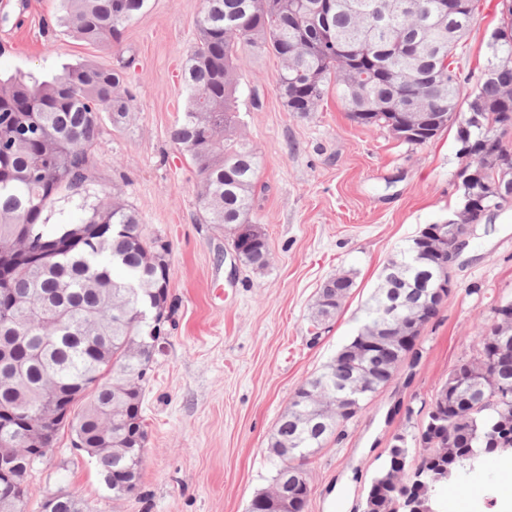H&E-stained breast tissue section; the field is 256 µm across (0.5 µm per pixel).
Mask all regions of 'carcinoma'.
<instances>
[{
    "label": "carcinoma",
    "instance_id": "carcinoma-1",
    "mask_svg": "<svg viewBox=\"0 0 512 512\" xmlns=\"http://www.w3.org/2000/svg\"><path fill=\"white\" fill-rule=\"evenodd\" d=\"M331 7H323L324 2ZM61 24L76 38L99 47L120 41L126 25L146 0H61ZM381 0H203L197 40L184 55L182 79L187 104L170 132L200 177L201 220L214 224L237 245L239 231L254 225V196L260 162L240 139L239 48L274 53L281 61L276 85L290 112H314L330 84L352 119L368 127H387L399 112H435L439 122L408 145H421L455 123L454 111L467 113L475 95L483 125L469 126L470 151L465 166L482 167L489 183H512V147L504 142L512 130V100L501 79L461 90L455 55L471 23L458 2L454 27L438 22L433 0H397L391 18L375 14ZM503 39L492 53L512 56V9L500 11L496 27ZM356 51L358 71L348 69L336 52V41ZM124 64L106 68L93 62L66 66L49 79L14 75L0 79V346L25 337L16 351L13 380L0 384V460L17 456L24 439V415L54 395L71 404L73 418L50 424L39 435L51 452L61 429L87 448H108L92 456L112 495L135 491L142 469L135 453L125 449L132 426L147 437L143 404L149 376L144 358L131 346L148 335L139 314L160 303L165 321H173L168 301L170 263L162 261L159 242L143 231L139 215L118 192L92 204L84 215L65 224L48 223L64 192L82 195L92 179L93 151L103 117L124 124L132 96L123 84ZM251 256L270 258L266 233L257 229L248 243ZM435 263L423 259L401 273L399 287L410 291L433 274ZM388 296L376 290L364 307L363 325L398 323L384 310ZM486 329L475 353L461 360L432 400L435 426L426 432L400 433L404 442L386 448L385 460L401 457L406 470L392 483L380 472L366 499L373 512H393L402 497L418 493L415 468L444 470L473 451L492 454L496 423L512 417V379L497 380L494 336ZM349 365L331 359L305 378L277 422L269 447L322 448L336 429L357 415L330 417L320 438L299 419L302 388L313 384L333 402ZM420 449L414 454L413 449ZM32 473L11 474L16 495L26 499ZM272 487L307 506L300 487L272 479Z\"/></svg>",
    "mask_w": 512,
    "mask_h": 512
}]
</instances>
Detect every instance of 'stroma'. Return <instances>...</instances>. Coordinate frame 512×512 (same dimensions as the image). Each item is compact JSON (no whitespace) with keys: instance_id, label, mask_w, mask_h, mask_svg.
Returning a JSON list of instances; mask_svg holds the SVG:
<instances>
[{"instance_id":"stroma-1","label":"stroma","mask_w":512,"mask_h":512,"mask_svg":"<svg viewBox=\"0 0 512 512\" xmlns=\"http://www.w3.org/2000/svg\"><path fill=\"white\" fill-rule=\"evenodd\" d=\"M499 0H482L458 59L471 89L490 54ZM203 0H147L120 46L78 40L57 18L60 0H0V76L50 72L84 60L124 61L133 97L123 127L103 121L94 158L93 199L120 192L144 232L172 246L169 296L177 312L144 401L148 443L139 490L116 498L96 464L61 430L28 487L30 503L78 489L85 512H247L272 485L268 444L301 382L354 336L387 260L429 224L447 221L460 198L456 126L422 145L354 122L336 91L317 111L290 112L275 77L280 60L242 49V137L260 172L254 218L271 260L234 262L223 232L203 223L200 184L170 139L187 99L181 77ZM345 272L351 294L321 329L312 307L321 283ZM456 283L424 328L417 355L366 401L306 464V512H356L395 433L421 426L436 389L512 299V206L476 225L453 271ZM441 512H503L512 461L495 455L460 473Z\"/></svg>"}]
</instances>
